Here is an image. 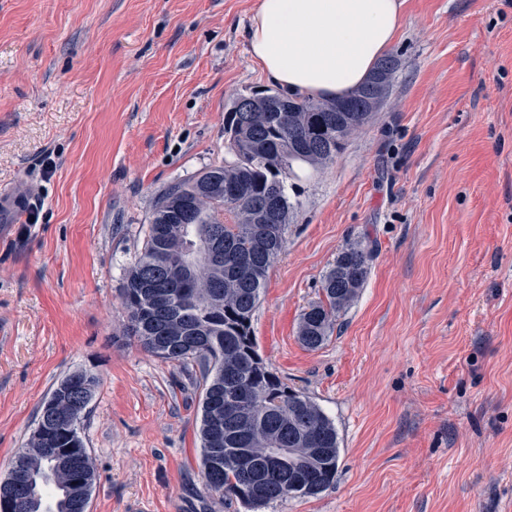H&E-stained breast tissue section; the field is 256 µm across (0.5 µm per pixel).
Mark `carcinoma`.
I'll list each match as a JSON object with an SVG mask.
<instances>
[{"instance_id": "cac0c4a2", "label": "carcinoma", "mask_w": 512, "mask_h": 512, "mask_svg": "<svg viewBox=\"0 0 512 512\" xmlns=\"http://www.w3.org/2000/svg\"><path fill=\"white\" fill-rule=\"evenodd\" d=\"M399 66L385 56L348 97L317 103L310 96L267 89L238 94L224 114V164L176 181L155 198L140 253L126 270L122 303L128 333L147 352L172 363L189 359L201 368V468L208 489L259 506L288 497L291 472L309 476L306 496L332 485L339 468L336 427L308 396L285 387L257 351L252 321L268 271L286 244L295 204L288 180L294 165L313 168L335 161L344 150V130L353 118L366 123L379 81ZM369 275V255L342 251L323 277L325 299L299 321L298 338L321 347L336 316L352 305ZM82 369L61 378L37 410L43 423L55 405L69 410L78 396ZM242 395L250 401L249 443L236 444L239 418L222 416L223 432L212 433L217 403ZM65 450L58 464L37 435L13 457L18 512H81L77 493L93 487L95 471L83 439ZM292 448L288 471L254 470L234 464L226 449ZM324 449L310 456L306 448Z\"/></svg>"}]
</instances>
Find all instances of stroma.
<instances>
[{
	"instance_id": "35a3bbf8",
	"label": "stroma",
	"mask_w": 512,
	"mask_h": 512,
	"mask_svg": "<svg viewBox=\"0 0 512 512\" xmlns=\"http://www.w3.org/2000/svg\"><path fill=\"white\" fill-rule=\"evenodd\" d=\"M259 0H0V479L51 386H100L89 512H249L208 491L194 362L128 334L125 269L156 195L224 162V106L266 88ZM383 106L302 167L257 349L333 421L335 482L261 512H512V0H406ZM55 163L45 174L44 156ZM372 254L319 349L297 336L346 247Z\"/></svg>"
}]
</instances>
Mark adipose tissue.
<instances>
[{"mask_svg": "<svg viewBox=\"0 0 512 512\" xmlns=\"http://www.w3.org/2000/svg\"><path fill=\"white\" fill-rule=\"evenodd\" d=\"M405 0H260L246 31L265 80L328 101L349 95L401 27Z\"/></svg>", "mask_w": 512, "mask_h": 512, "instance_id": "ef3b65f1", "label": "adipose tissue"}]
</instances>
